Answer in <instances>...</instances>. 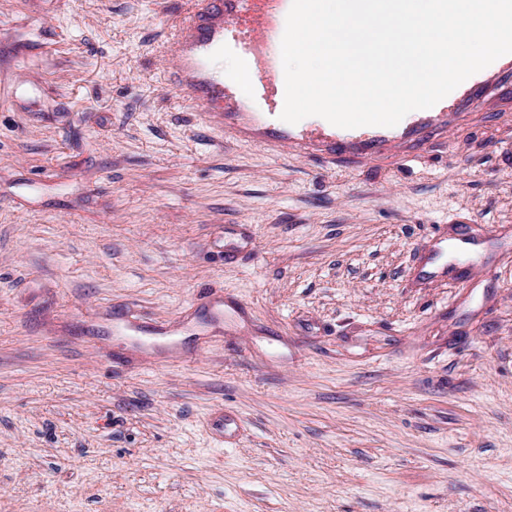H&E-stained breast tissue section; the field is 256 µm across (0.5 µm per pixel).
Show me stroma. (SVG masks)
<instances>
[{
  "label": "stroma",
  "mask_w": 512,
  "mask_h": 512,
  "mask_svg": "<svg viewBox=\"0 0 512 512\" xmlns=\"http://www.w3.org/2000/svg\"><path fill=\"white\" fill-rule=\"evenodd\" d=\"M190 7L0 0V512H512V104L273 157L176 98Z\"/></svg>",
  "instance_id": "35a3bbf8"
}]
</instances>
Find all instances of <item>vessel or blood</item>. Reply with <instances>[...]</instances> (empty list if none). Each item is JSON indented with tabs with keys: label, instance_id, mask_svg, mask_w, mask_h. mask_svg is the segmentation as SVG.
I'll list each match as a JSON object with an SVG mask.
<instances>
[{
	"label": "vessel or blood",
	"instance_id": "vessel-or-blood-1",
	"mask_svg": "<svg viewBox=\"0 0 512 512\" xmlns=\"http://www.w3.org/2000/svg\"><path fill=\"white\" fill-rule=\"evenodd\" d=\"M292 0H202L175 29L168 49L177 98L191 101L207 119L218 118L225 136L254 143L268 155H317L345 169H359L388 154L396 164L422 156L448 132V117L474 112L489 88L512 100V54L490 71L470 76L445 100L408 113L396 126L344 129L326 121L281 120L285 101L281 40ZM224 52L252 69V90L240 95L236 80L216 79L209 59Z\"/></svg>",
	"mask_w": 512,
	"mask_h": 512
}]
</instances>
